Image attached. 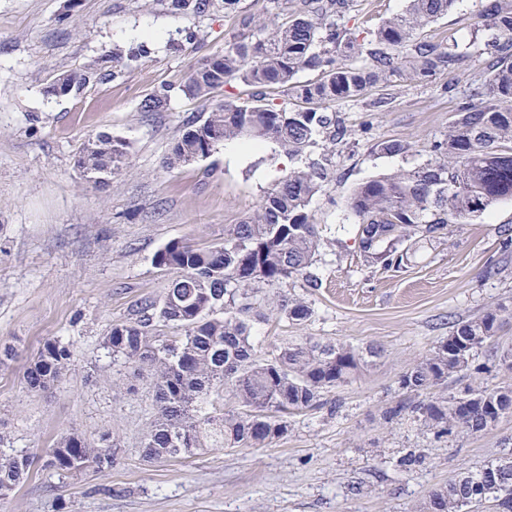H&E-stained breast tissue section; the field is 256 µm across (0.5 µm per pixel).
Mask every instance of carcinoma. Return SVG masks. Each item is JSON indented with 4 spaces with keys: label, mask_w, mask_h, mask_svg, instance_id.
Instances as JSON below:
<instances>
[{
    "label": "carcinoma",
    "mask_w": 512,
    "mask_h": 512,
    "mask_svg": "<svg viewBox=\"0 0 512 512\" xmlns=\"http://www.w3.org/2000/svg\"><path fill=\"white\" fill-rule=\"evenodd\" d=\"M180 10L201 13L213 0H172ZM353 0H283L286 19L269 29L250 17L224 53L200 62L183 92L206 98L233 81L261 89H280L301 102L284 108L259 93L247 104L226 102L203 112L175 141L167 164H191L226 141L248 139L277 145L296 160L329 129L333 119L318 111L327 102L352 101L397 76L429 80L460 69L468 55L420 39L417 31L447 15L457 0H408L404 13L369 32L362 43L348 28ZM485 21L496 31L477 50L484 80L458 97L456 120L448 137L435 143L433 157L412 170L359 184L351 208L359 225L379 236L361 246L364 258L384 267L399 266L407 252L400 244L431 238L512 198V0H490ZM305 70L315 80L300 81ZM86 75L58 78L53 91L70 92ZM168 94L155 92L140 103L142 112H163ZM128 143L109 134L88 139L75 167L100 184L127 165ZM329 180L326 166L293 167L268 192L261 207L240 224L224 228V242L196 246L168 244L156 262L175 273L159 304L146 302L134 317L112 325L105 345L150 376L157 416L141 442L142 458H188L202 448H263L288 430L287 417L319 405L329 389L346 383L379 355L374 347L324 343L307 338L285 341L265 358L256 356L253 322L261 319L256 285L279 286L304 275L320 244L309 205ZM279 312L303 322L311 315L301 299L275 296ZM499 307L456 324L448 339L404 373L400 388L424 396L386 411V419L408 415L438 436L455 430L482 432L512 416V388L467 387L449 397L432 391L470 369L475 355L495 344L502 326ZM180 331L171 339L153 335V323ZM71 349L46 340L23 372L28 389L45 391L68 368ZM229 391L236 408L214 405ZM0 436V497L28 475L35 459L8 453ZM118 446H93L76 434L60 437L46 452L42 467L58 475L94 465L112 467ZM487 487L473 501V485ZM512 512V453L433 489L414 512H472L485 501Z\"/></svg>",
    "instance_id": "obj_1"
}]
</instances>
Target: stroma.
I'll list each match as a JSON object with an SVG mask.
<instances>
[{"label":"stroma","mask_w":512,"mask_h":512,"mask_svg":"<svg viewBox=\"0 0 512 512\" xmlns=\"http://www.w3.org/2000/svg\"><path fill=\"white\" fill-rule=\"evenodd\" d=\"M489 0H457L425 28L429 40L460 50L492 40ZM407 0H355L350 24L372 30L403 13ZM282 22L272 0H238L232 11L176 10L171 0H0V347L15 359L0 367V434L15 451L44 456L64 434L118 440L111 469L58 476L33 466L0 512H413L430 491L479 470L512 448V418L470 434L423 432L410 417L384 413L405 400L400 377L431 353L461 320L503 304L512 308V200L449 225L412 245L400 267L364 260L353 189L406 172L431 157L456 115L448 84L481 81L480 63L427 82L405 77L370 99L335 102L327 112L347 127L344 140L318 137L303 163L327 160L332 177L310 209L320 235L309 276L282 292L312 310L300 324L268 313L252 333L265 356L284 339L371 345L380 354L321 406L291 415L287 432L263 448H205L187 458L146 462L141 438L156 414L153 388L113 360L104 345L113 324L137 303L161 301L173 278L155 257L169 243L224 240L293 167L276 145L234 140L206 159L170 167L166 158L188 122L209 103L249 102L255 87L232 82L205 102L181 87L200 60L223 52L246 17ZM120 60H113V50ZM87 83L65 95L49 88L63 74ZM168 89L163 112L141 100ZM109 133L130 144L129 162L108 182H88L74 156L88 138ZM407 150L388 154L381 143ZM73 351L60 381L29 391L24 367L46 339ZM512 349V319L464 377L437 388L512 387L502 353ZM420 461L402 469L407 453Z\"/></svg>","instance_id":"1"}]
</instances>
